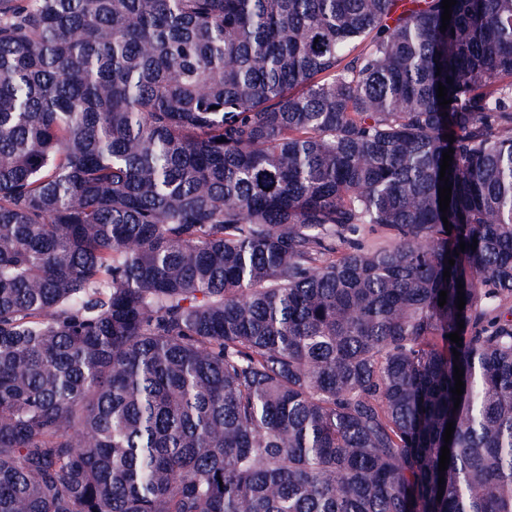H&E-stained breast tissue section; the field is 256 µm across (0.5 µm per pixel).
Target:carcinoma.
Listing matches in <instances>:
<instances>
[{
	"mask_svg": "<svg viewBox=\"0 0 512 512\" xmlns=\"http://www.w3.org/2000/svg\"><path fill=\"white\" fill-rule=\"evenodd\" d=\"M443 12L0 0V512H512V0Z\"/></svg>",
	"mask_w": 512,
	"mask_h": 512,
	"instance_id": "cac0c4a2",
	"label": "carcinoma"
}]
</instances>
